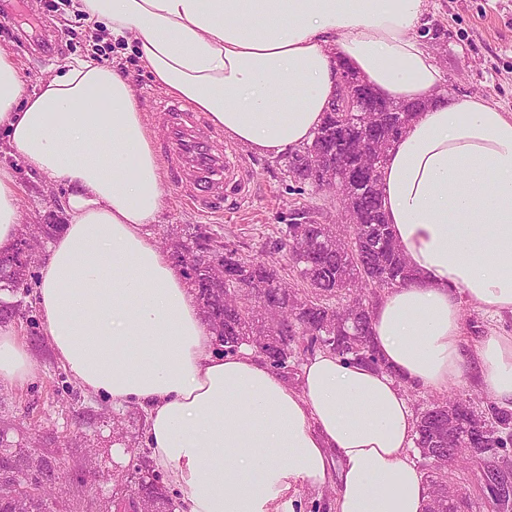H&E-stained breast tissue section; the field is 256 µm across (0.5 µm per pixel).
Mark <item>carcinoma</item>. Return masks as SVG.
Segmentation results:
<instances>
[{"label": "carcinoma", "mask_w": 512, "mask_h": 512, "mask_svg": "<svg viewBox=\"0 0 512 512\" xmlns=\"http://www.w3.org/2000/svg\"><path fill=\"white\" fill-rule=\"evenodd\" d=\"M421 107L418 101H384L377 122L365 124L358 115L336 125L334 113L312 141L288 155V173L294 181L317 187L313 157L332 153L339 161L333 191L339 196L347 228L321 224L309 215L288 224L283 247L294 245L299 255L293 264L307 284L300 291L280 279L273 264L241 257L224 248L212 251L213 238L196 228L190 238L172 237L170 256L189 268L204 320L224 354L246 345L276 371L286 373L291 361L306 353L330 351L347 363L377 366L371 340L369 288L394 289L413 279L392 225L388 224L377 179L367 173L352 144L387 138L405 128ZM59 224H42L20 235L10 250L0 252V290L27 284L35 263L38 238L50 236ZM416 447L431 472L426 512H457L456 486L448 471L472 461L483 463L489 490L505 482L498 468L500 450L512 446V410L487 405L478 412L453 396L434 399L416 419ZM0 503L19 501L22 512H52V488L58 479L51 457L34 458L23 451H0ZM134 492L113 495L114 512H174L176 505L150 464L133 465Z\"/></svg>", "instance_id": "obj_1"}]
</instances>
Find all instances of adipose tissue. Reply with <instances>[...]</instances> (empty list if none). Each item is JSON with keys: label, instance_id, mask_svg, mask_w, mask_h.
Segmentation results:
<instances>
[{"label": "adipose tissue", "instance_id": "1", "mask_svg": "<svg viewBox=\"0 0 512 512\" xmlns=\"http://www.w3.org/2000/svg\"><path fill=\"white\" fill-rule=\"evenodd\" d=\"M133 40L142 66L225 136L264 156L311 140L347 63L380 96L430 100L380 170L382 207L415 273L371 310L381 367L322 351L292 388L247 347L215 337L182 270L147 230L161 167L132 80L91 59L28 89L0 51V130L26 166L62 183L68 222L39 265L44 334L69 375L147 414L150 457L179 512H296L335 488L334 512H424L404 383L433 392L476 372L512 409V335L465 344L462 304L512 315V115L478 96L440 98L442 74L413 31L425 0H82ZM23 230L0 164V250ZM36 364L0 327V387ZM301 498V509L299 503H296V511L333 512V489H328L327 485L319 489L305 488L300 493Z\"/></svg>", "mask_w": 512, "mask_h": 512}]
</instances>
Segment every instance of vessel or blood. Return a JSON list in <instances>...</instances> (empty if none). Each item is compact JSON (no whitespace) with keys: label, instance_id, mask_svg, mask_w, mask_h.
Listing matches in <instances>:
<instances>
[{"label":"vessel or blood","instance_id":"1","mask_svg":"<svg viewBox=\"0 0 512 512\" xmlns=\"http://www.w3.org/2000/svg\"><path fill=\"white\" fill-rule=\"evenodd\" d=\"M30 47L47 63L60 55L58 40L46 32L32 36ZM148 100L153 112L164 119L165 132L157 150L166 161L168 180L199 212L212 216L250 199L249 170L233 151L216 146L201 113L182 101L153 92Z\"/></svg>","mask_w":512,"mask_h":512}]
</instances>
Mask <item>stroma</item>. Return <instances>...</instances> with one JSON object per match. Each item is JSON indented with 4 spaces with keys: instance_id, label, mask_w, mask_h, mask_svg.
Wrapping results in <instances>:
<instances>
[{
    "instance_id": "stroma-1",
    "label": "stroma",
    "mask_w": 512,
    "mask_h": 512,
    "mask_svg": "<svg viewBox=\"0 0 512 512\" xmlns=\"http://www.w3.org/2000/svg\"><path fill=\"white\" fill-rule=\"evenodd\" d=\"M24 28L58 35L60 62L45 64L32 56L20 36ZM416 33L442 68V94L480 96L500 111L512 113V0H428ZM1 48L18 61L32 89L78 57L119 66L136 86L139 107L150 128L161 133L163 120L150 114L145 97L154 84L138 60L134 43L113 38L103 24L89 19L81 0H22L15 14L0 19ZM4 142L0 133V162L17 171L25 223H66L63 185L45 183L28 172L20 155L4 151ZM238 153L253 176L254 199L249 205L221 218L204 219L180 199L178 188L169 185L150 229L161 244L172 229L188 224L201 227L243 257L275 260L280 275L298 283L285 250L279 247L281 230L308 210L315 212L320 223H335L339 201L334 194L308 185L295 190L286 155L267 157L243 146ZM37 284L33 277L28 288L0 291V301L14 307L8 327L18 333L38 363L35 377L25 384L0 387V447L56 458L63 490L60 512H105L112 502L113 472L129 470L148 453L146 414L136 405L113 407L71 378L43 333L35 306Z\"/></svg>"
}]
</instances>
